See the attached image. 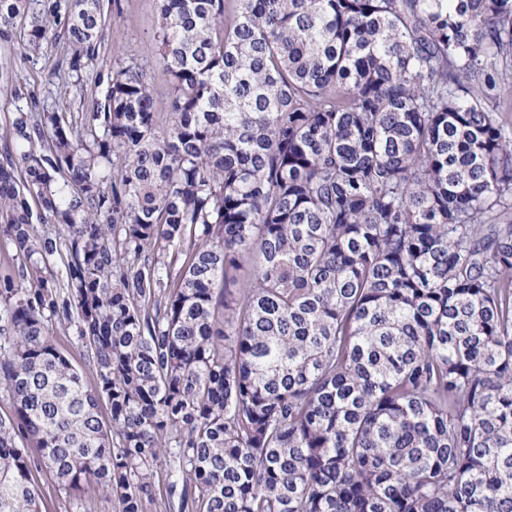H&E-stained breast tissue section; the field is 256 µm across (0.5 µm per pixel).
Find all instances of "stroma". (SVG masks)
Instances as JSON below:
<instances>
[{"label":"stroma","instance_id":"obj_1","mask_svg":"<svg viewBox=\"0 0 512 512\" xmlns=\"http://www.w3.org/2000/svg\"><path fill=\"white\" fill-rule=\"evenodd\" d=\"M107 27L106 38L93 61L80 75L69 73L66 60L70 49L56 41L40 54L29 53L19 37L0 41V70L16 77V90L0 95V158L19 156L23 145L6 138V125L17 109L75 115L98 98L116 63L130 58L146 64L158 105H165L168 76L156 61L153 32L156 23L155 0H102ZM39 490L42 512H119L115 501L101 491L89 490L81 500H73L50 480H42Z\"/></svg>","mask_w":512,"mask_h":512}]
</instances>
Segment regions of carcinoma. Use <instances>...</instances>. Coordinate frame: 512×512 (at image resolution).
<instances>
[{
    "label": "carcinoma",
    "instance_id": "carcinoma-1",
    "mask_svg": "<svg viewBox=\"0 0 512 512\" xmlns=\"http://www.w3.org/2000/svg\"><path fill=\"white\" fill-rule=\"evenodd\" d=\"M156 3L165 111L132 60L7 128L0 512H151L162 467L167 512H512V0ZM58 12L0 32L78 74L102 0ZM52 340L72 362L84 372L86 380H91L88 361L83 359L81 348L76 339L74 324L60 322L54 317L48 322ZM42 512H119L118 504L96 489L89 490L76 501L60 493L47 479L39 483Z\"/></svg>",
    "mask_w": 512,
    "mask_h": 512
}]
</instances>
